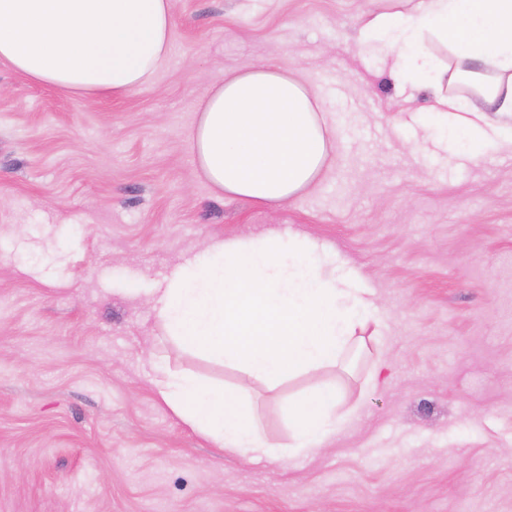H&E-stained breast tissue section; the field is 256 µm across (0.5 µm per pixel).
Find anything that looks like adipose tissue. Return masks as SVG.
I'll return each mask as SVG.
<instances>
[{
	"label": "adipose tissue",
	"mask_w": 512,
	"mask_h": 512,
	"mask_svg": "<svg viewBox=\"0 0 512 512\" xmlns=\"http://www.w3.org/2000/svg\"><path fill=\"white\" fill-rule=\"evenodd\" d=\"M172 0H0V60L30 81L77 94L121 96L146 84L170 50ZM371 51L390 58L409 87L434 89L429 114L460 131L470 154L512 139V0H389L361 20ZM437 42L457 59L438 67ZM195 163L222 197L278 206L307 190L335 157L319 105L279 65L226 75L200 101ZM161 400L193 431L248 462L277 456L249 412L247 390H226L155 362ZM335 386L290 405L288 451L317 449L342 424Z\"/></svg>",
	"instance_id": "obj_1"
}]
</instances>
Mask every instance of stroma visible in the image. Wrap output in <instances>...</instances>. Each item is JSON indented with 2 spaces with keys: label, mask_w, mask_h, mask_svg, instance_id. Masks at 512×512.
I'll return each mask as SVG.
<instances>
[{
  "label": "stroma",
  "mask_w": 512,
  "mask_h": 512,
  "mask_svg": "<svg viewBox=\"0 0 512 512\" xmlns=\"http://www.w3.org/2000/svg\"><path fill=\"white\" fill-rule=\"evenodd\" d=\"M171 54L120 97L0 62V512H512V142L459 158L359 21L382 0H172ZM302 80L336 165L277 207L215 195L196 108L268 61ZM293 228L377 294L345 368L252 387L269 441L335 383L341 429L258 464L159 398L152 356L234 389L163 334L152 290L214 238ZM249 385V384H248Z\"/></svg>",
  "instance_id": "35a3bbf8"
}]
</instances>
